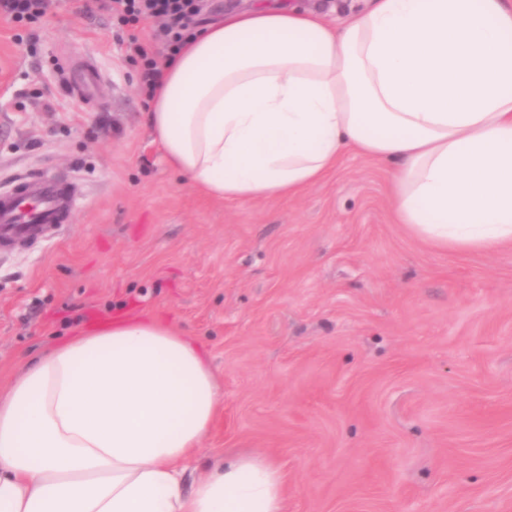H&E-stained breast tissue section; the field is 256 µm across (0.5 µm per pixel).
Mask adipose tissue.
Instances as JSON below:
<instances>
[{
    "instance_id": "1",
    "label": "adipose tissue",
    "mask_w": 512,
    "mask_h": 512,
    "mask_svg": "<svg viewBox=\"0 0 512 512\" xmlns=\"http://www.w3.org/2000/svg\"><path fill=\"white\" fill-rule=\"evenodd\" d=\"M148 121L169 166L214 198L295 194L354 149L393 163L418 239L512 245V0H375L338 31L255 0L188 41ZM221 403L205 354L160 320L82 332L0 395V512H288L267 455L184 491Z\"/></svg>"
}]
</instances>
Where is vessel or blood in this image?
<instances>
[{"instance_id": "b4317fda", "label": "vessel or blood", "mask_w": 512, "mask_h": 512, "mask_svg": "<svg viewBox=\"0 0 512 512\" xmlns=\"http://www.w3.org/2000/svg\"><path fill=\"white\" fill-rule=\"evenodd\" d=\"M69 197L62 184L46 176L0 197V243L47 232L68 222Z\"/></svg>"}]
</instances>
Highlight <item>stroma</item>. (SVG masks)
Masks as SVG:
<instances>
[{
  "instance_id": "obj_1",
  "label": "stroma",
  "mask_w": 512,
  "mask_h": 512,
  "mask_svg": "<svg viewBox=\"0 0 512 512\" xmlns=\"http://www.w3.org/2000/svg\"><path fill=\"white\" fill-rule=\"evenodd\" d=\"M57 0L31 45L0 19V193L44 174L72 221L0 247V393L117 315L205 352L224 395L185 473L270 455L288 512H512V247L435 249L398 224L391 164L345 152L284 197L181 181L104 11ZM83 50L101 75L78 103Z\"/></svg>"
}]
</instances>
